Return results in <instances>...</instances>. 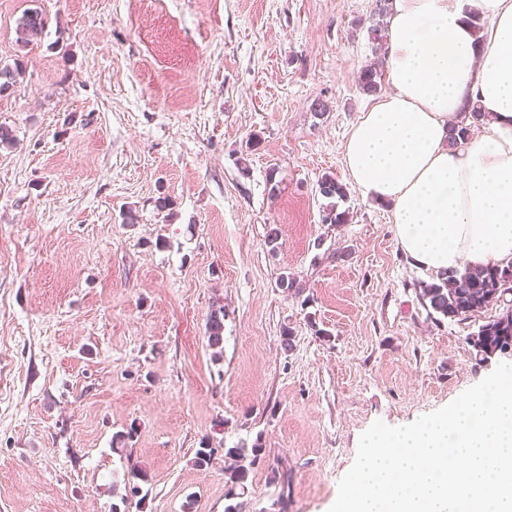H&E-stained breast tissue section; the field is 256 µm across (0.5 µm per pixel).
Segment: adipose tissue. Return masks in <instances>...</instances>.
Listing matches in <instances>:
<instances>
[{
	"label": "adipose tissue",
	"instance_id": "adipose-tissue-1",
	"mask_svg": "<svg viewBox=\"0 0 512 512\" xmlns=\"http://www.w3.org/2000/svg\"><path fill=\"white\" fill-rule=\"evenodd\" d=\"M386 36L390 87L344 144L351 183L433 275L511 263L512 0H390ZM462 123L478 133L452 144Z\"/></svg>",
	"mask_w": 512,
	"mask_h": 512
}]
</instances>
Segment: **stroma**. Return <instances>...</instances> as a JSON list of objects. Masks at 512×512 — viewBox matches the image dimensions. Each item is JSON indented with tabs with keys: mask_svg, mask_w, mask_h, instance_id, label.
Returning a JSON list of instances; mask_svg holds the SVG:
<instances>
[{
	"mask_svg": "<svg viewBox=\"0 0 512 512\" xmlns=\"http://www.w3.org/2000/svg\"><path fill=\"white\" fill-rule=\"evenodd\" d=\"M374 6L0 0V66L23 70L0 96V512H224V450L256 444L245 512H329L374 422L512 363L468 341L502 303L428 313L386 206L352 188L348 222L321 221ZM45 20L38 10L27 11L18 20L16 33L17 40L22 44H28L31 38L41 34L45 28Z\"/></svg>",
	"mask_w": 512,
	"mask_h": 512,
	"instance_id": "1",
	"label": "stroma"
}]
</instances>
